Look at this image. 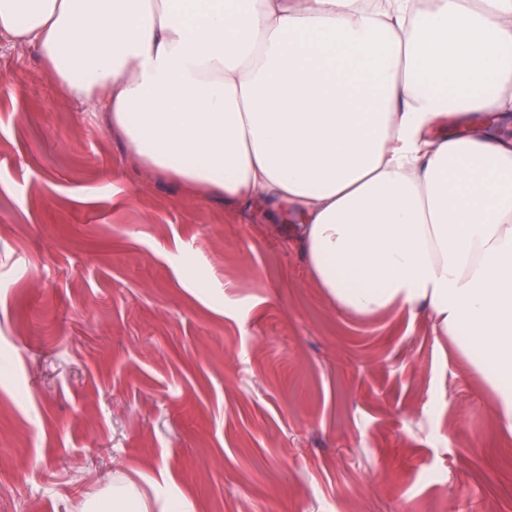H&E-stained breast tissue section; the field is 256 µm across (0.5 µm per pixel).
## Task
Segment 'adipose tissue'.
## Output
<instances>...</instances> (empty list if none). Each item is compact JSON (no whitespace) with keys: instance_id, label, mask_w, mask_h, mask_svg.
Instances as JSON below:
<instances>
[{"instance_id":"obj_1","label":"adipose tissue","mask_w":512,"mask_h":512,"mask_svg":"<svg viewBox=\"0 0 512 512\" xmlns=\"http://www.w3.org/2000/svg\"><path fill=\"white\" fill-rule=\"evenodd\" d=\"M0 0V35L146 169L276 201L321 288L428 306L512 430V0ZM465 135L426 138L440 120ZM93 512H194L116 482Z\"/></svg>"}]
</instances>
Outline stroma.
<instances>
[{
	"label": "stroma",
	"instance_id": "obj_1",
	"mask_svg": "<svg viewBox=\"0 0 512 512\" xmlns=\"http://www.w3.org/2000/svg\"><path fill=\"white\" fill-rule=\"evenodd\" d=\"M425 308L336 307L273 216L144 169L0 37V512H512V432ZM154 508L158 512H194L192 503L185 497L169 495L156 496L154 504L136 486L127 483L113 482L108 495L99 501H93L88 511L105 509L100 511L112 512H150Z\"/></svg>",
	"mask_w": 512,
	"mask_h": 512
}]
</instances>
